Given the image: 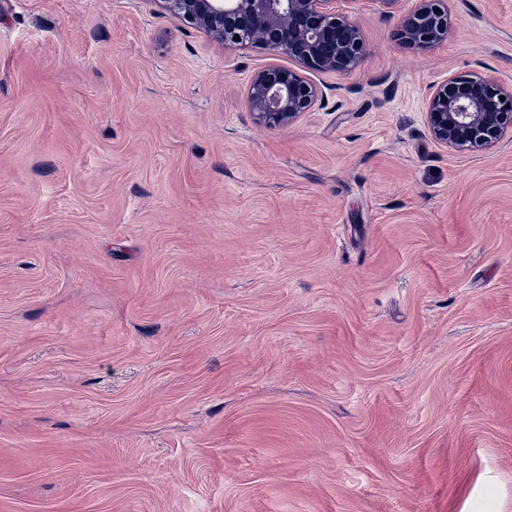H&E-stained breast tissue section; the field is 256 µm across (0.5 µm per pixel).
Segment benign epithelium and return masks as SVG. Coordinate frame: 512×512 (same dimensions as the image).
I'll use <instances>...</instances> for the list:
<instances>
[{
  "mask_svg": "<svg viewBox=\"0 0 512 512\" xmlns=\"http://www.w3.org/2000/svg\"><path fill=\"white\" fill-rule=\"evenodd\" d=\"M186 24L228 47L260 45L320 73L351 72L366 54L359 28L336 13V0H161ZM442 0H416L401 21L400 38L417 48L448 36ZM505 100H500V97ZM323 97L301 71L269 67L256 72L248 104L268 128L296 123ZM425 127L438 144L458 153L512 141V88L480 71L454 74L434 84L425 98Z\"/></svg>",
  "mask_w": 512,
  "mask_h": 512,
  "instance_id": "benign-epithelium-1",
  "label": "benign epithelium"
}]
</instances>
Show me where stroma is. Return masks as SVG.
Segmentation results:
<instances>
[{
  "label": "stroma",
  "instance_id": "1",
  "mask_svg": "<svg viewBox=\"0 0 512 512\" xmlns=\"http://www.w3.org/2000/svg\"><path fill=\"white\" fill-rule=\"evenodd\" d=\"M336 0L370 47L286 128L161 0H0V512H512V0ZM401 21L400 38L417 48L430 47L448 36L450 19L442 0H416ZM424 116L430 137L452 151L491 149L512 141V88L480 71L454 74L431 87Z\"/></svg>",
  "mask_w": 512,
  "mask_h": 512
}]
</instances>
